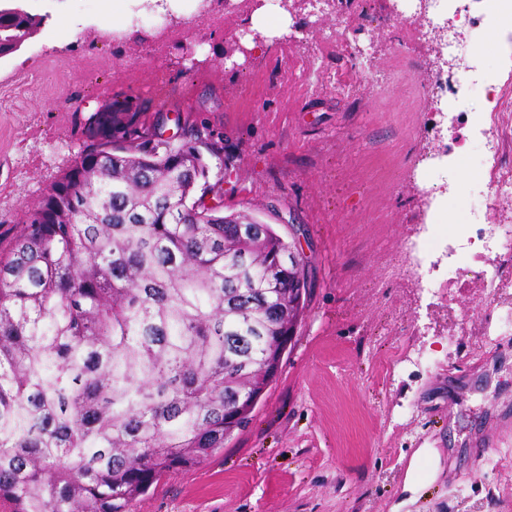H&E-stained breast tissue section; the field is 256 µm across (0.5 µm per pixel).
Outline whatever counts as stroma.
I'll use <instances>...</instances> for the list:
<instances>
[{"instance_id": "1", "label": "stroma", "mask_w": 512, "mask_h": 512, "mask_svg": "<svg viewBox=\"0 0 512 512\" xmlns=\"http://www.w3.org/2000/svg\"><path fill=\"white\" fill-rule=\"evenodd\" d=\"M43 23L0 61V239L73 162L79 125L138 101L165 133L206 128L210 182L225 213L281 235L301 225L309 294L276 381L249 426L199 466L164 477L132 512H512V335L491 336L480 289L414 287L403 241L417 236L430 118L446 101L429 43L392 0H336L242 63L238 0L224 24L179 27L147 13L132 32L85 36L104 0H23ZM344 29L347 46L325 48ZM463 64L512 77L487 33L463 26ZM353 83L338 90L339 78ZM424 476L404 489L411 461Z\"/></svg>"}]
</instances>
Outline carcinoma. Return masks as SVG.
Returning a JSON list of instances; mask_svg holds the SVG:
<instances>
[{"mask_svg": "<svg viewBox=\"0 0 512 512\" xmlns=\"http://www.w3.org/2000/svg\"><path fill=\"white\" fill-rule=\"evenodd\" d=\"M43 17L0 0V54ZM0 246V503L130 512L251 420L285 323L288 241L210 206L199 136L174 147L113 102Z\"/></svg>", "mask_w": 512, "mask_h": 512, "instance_id": "1", "label": "carcinoma"}]
</instances>
